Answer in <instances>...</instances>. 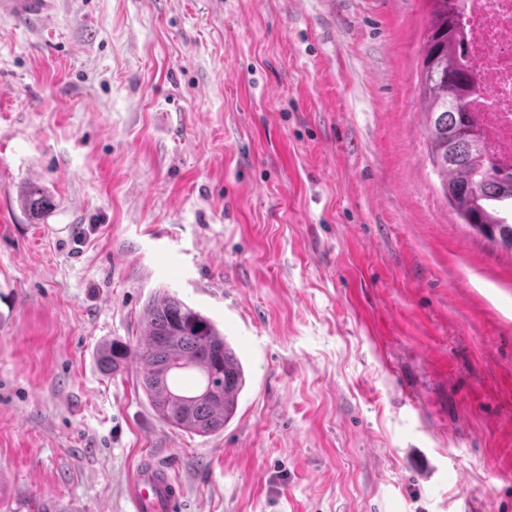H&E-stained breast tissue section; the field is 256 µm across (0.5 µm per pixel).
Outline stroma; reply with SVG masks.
Here are the masks:
<instances>
[{
    "instance_id": "stroma-1",
    "label": "stroma",
    "mask_w": 512,
    "mask_h": 512,
    "mask_svg": "<svg viewBox=\"0 0 512 512\" xmlns=\"http://www.w3.org/2000/svg\"><path fill=\"white\" fill-rule=\"evenodd\" d=\"M427 0H52L0 16V512H512V254L419 99ZM43 186L30 219L17 196ZM246 373L197 436L112 375L156 291ZM181 499L180 485L163 465L145 462L137 467L131 487L133 512H178Z\"/></svg>"
}]
</instances>
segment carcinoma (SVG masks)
<instances>
[{
    "mask_svg": "<svg viewBox=\"0 0 512 512\" xmlns=\"http://www.w3.org/2000/svg\"><path fill=\"white\" fill-rule=\"evenodd\" d=\"M423 45L421 102L427 115L430 162L448 204L478 235L512 251V170L499 167L471 107L477 67L464 61L463 15L468 0H430ZM32 216L49 206L31 185L20 194ZM145 332L136 348L119 340L98 349L103 371L115 373L137 358L138 385L153 413L169 427L211 435L235 415L246 384L244 367L215 322L163 290L143 306ZM198 377L192 389L181 377Z\"/></svg>",
    "mask_w": 512,
    "mask_h": 512,
    "instance_id": "1",
    "label": "carcinoma"
}]
</instances>
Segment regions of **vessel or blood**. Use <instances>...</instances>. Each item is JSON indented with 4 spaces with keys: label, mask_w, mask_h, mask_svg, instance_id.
I'll return each instance as SVG.
<instances>
[{
    "label": "vessel or blood",
    "mask_w": 512,
    "mask_h": 512,
    "mask_svg": "<svg viewBox=\"0 0 512 512\" xmlns=\"http://www.w3.org/2000/svg\"><path fill=\"white\" fill-rule=\"evenodd\" d=\"M50 5L51 0H0V14L46 17ZM181 499L180 485L163 465L146 462L137 467L131 487L133 512H178Z\"/></svg>",
    "instance_id": "1"
}]
</instances>
